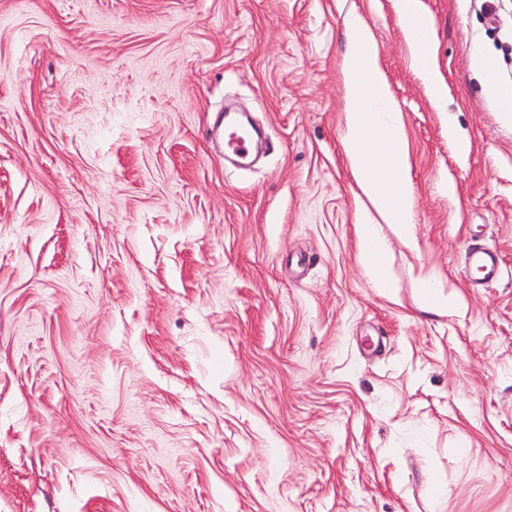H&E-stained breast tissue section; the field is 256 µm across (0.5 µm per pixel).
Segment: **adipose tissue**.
<instances>
[{"label":"adipose tissue","instance_id":"adipose-tissue-1","mask_svg":"<svg viewBox=\"0 0 512 512\" xmlns=\"http://www.w3.org/2000/svg\"><path fill=\"white\" fill-rule=\"evenodd\" d=\"M406 16L403 33L416 51L417 68L435 92V107L444 103V86L430 51L431 25L422 0H400ZM350 49L341 63L345 89V130L342 147L360 193L372 206L356 221L358 246L375 287L391 286L387 256L389 245L379 230L391 225L400 244L417 251L414 236V189L411 161L401 112L388 87L380 55L364 21L347 19Z\"/></svg>","mask_w":512,"mask_h":512}]
</instances>
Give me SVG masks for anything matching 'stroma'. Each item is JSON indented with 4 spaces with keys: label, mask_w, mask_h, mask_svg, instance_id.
Returning <instances> with one entry per match:
<instances>
[{
    "label": "stroma",
    "mask_w": 512,
    "mask_h": 512,
    "mask_svg": "<svg viewBox=\"0 0 512 512\" xmlns=\"http://www.w3.org/2000/svg\"><path fill=\"white\" fill-rule=\"evenodd\" d=\"M496 2L423 0L439 111L398 0H0V512H512ZM353 12L412 164L389 293L341 142ZM228 100L269 144L247 170L212 141ZM422 272L458 312L417 309ZM377 224L380 223L374 222L368 212L358 215L356 221L358 246L363 264L372 274L375 288L387 291L392 288L387 266L389 245ZM498 254L489 249H474L470 251L467 259V268L475 274L477 282H491L499 275Z\"/></svg>",
    "instance_id": "stroma-1"
}]
</instances>
